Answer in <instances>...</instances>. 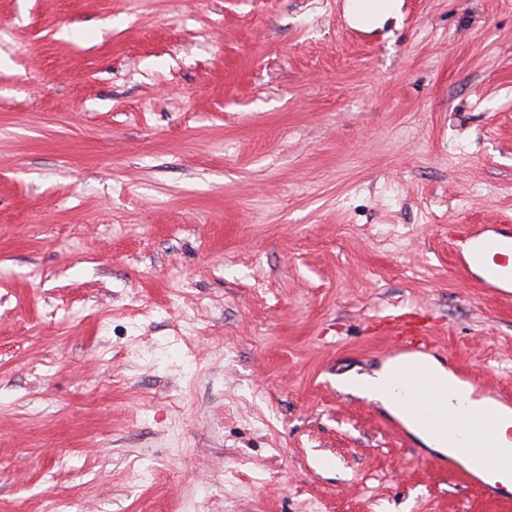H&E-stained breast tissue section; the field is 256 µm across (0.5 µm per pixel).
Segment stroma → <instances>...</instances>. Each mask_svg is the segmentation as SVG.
I'll return each instance as SVG.
<instances>
[{
  "mask_svg": "<svg viewBox=\"0 0 512 512\" xmlns=\"http://www.w3.org/2000/svg\"><path fill=\"white\" fill-rule=\"evenodd\" d=\"M344 2L0 0V512H512L338 385L512 394V0ZM367 13L359 11L352 0H346L344 10L346 16L355 25L373 29L383 27L392 18H395L399 11V0H376ZM485 231L482 229H476L472 233H467L461 239L455 240L452 245L453 249L457 253L458 258L462 261L463 266L469 267L471 263H474V248L475 243L485 237ZM459 242V244H457ZM497 237L491 240L490 245L498 250L495 255L493 265H484V273L481 278V284L484 288H492L495 291L505 292L501 295H508L511 290H505L510 286L512 288V268L511 271L505 270L508 266L509 256H512V230L507 228L495 234ZM389 336H421V339L402 338L400 342L395 341L399 349H410L424 353L430 347L428 332L425 329H413L407 322H403L401 316H389Z\"/></svg>",
  "mask_w": 512,
  "mask_h": 512,
  "instance_id": "stroma-1",
  "label": "stroma"
}]
</instances>
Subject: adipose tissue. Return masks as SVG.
I'll return each mask as SVG.
<instances>
[{
    "label": "adipose tissue",
    "instance_id": "ef3b65f1",
    "mask_svg": "<svg viewBox=\"0 0 512 512\" xmlns=\"http://www.w3.org/2000/svg\"><path fill=\"white\" fill-rule=\"evenodd\" d=\"M418 369L432 375L448 398L465 396L469 393L468 388L461 386L441 363L431 357L386 363L375 376L363 380L361 392L368 399L379 402L390 413L402 419L408 430L428 449L441 455L449 454L453 450V445L447 434L432 430L418 415L416 406L400 400L386 390L388 384L402 378L406 371Z\"/></svg>",
    "mask_w": 512,
    "mask_h": 512
}]
</instances>
